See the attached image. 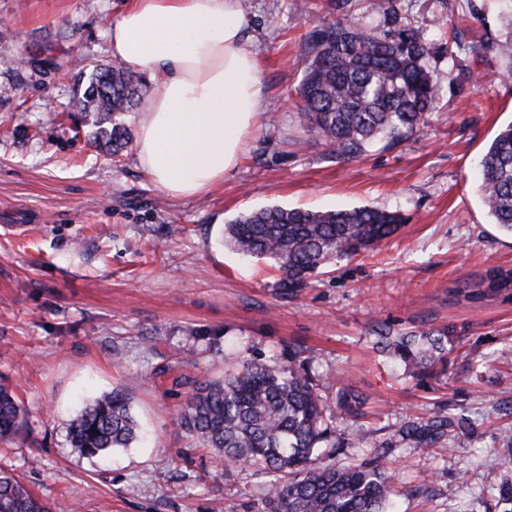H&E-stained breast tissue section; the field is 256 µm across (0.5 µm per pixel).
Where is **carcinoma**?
<instances>
[{"label":"carcinoma","instance_id":"obj_1","mask_svg":"<svg viewBox=\"0 0 512 512\" xmlns=\"http://www.w3.org/2000/svg\"><path fill=\"white\" fill-rule=\"evenodd\" d=\"M332 0L336 18L314 25L304 37L308 57L299 87V119L339 158H358L375 143L394 146L425 126L438 87L429 71L430 44L408 24L377 35L361 18ZM145 85L126 65H95L74 105L81 124L97 128L95 143L117 156L128 145L117 116L128 112ZM478 192L501 232L512 236V124L482 157ZM405 217L373 207L312 211L267 207L224 228L225 242L245 257L264 258L281 272L280 287L306 286L320 268L373 250L395 234ZM512 299V269L488 270L465 294L471 300ZM386 354L413 359L425 370L446 366L444 337L379 333ZM334 415L318 396L303 365L290 359L242 361L224 378L191 382L180 419L189 438L216 458L269 475L267 512H387L391 478L387 452L367 462L340 463L323 451ZM23 409L0 385V445L15 441ZM132 398L114 387L87 404L67 426L70 448L92 458L137 439ZM401 432L420 443L441 441L448 416L440 409L407 421ZM0 512H49L14 472L0 468Z\"/></svg>","mask_w":512,"mask_h":512}]
</instances>
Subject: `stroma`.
I'll use <instances>...</instances> for the list:
<instances>
[{
    "mask_svg": "<svg viewBox=\"0 0 512 512\" xmlns=\"http://www.w3.org/2000/svg\"><path fill=\"white\" fill-rule=\"evenodd\" d=\"M267 108L238 168L193 199L170 197L141 170L97 150L69 104L76 75L54 59L113 64L108 29L127 0H0V384L26 425L0 466L22 475L50 512H264L265 477L195 447L179 420L185 390L155 367L181 355L185 373L224 374L225 357L304 361L328 406L363 395L364 418L338 412L340 460L389 446L398 512H512V300H470L465 282L512 268V237L477 191L479 162L512 123V60L493 41L512 0H389L356 7L378 34L408 22L431 43L439 89L426 126L394 147L332 157L300 126L305 34L335 16L331 0H248ZM458 34L446 50L435 24ZM278 205L371 206L405 224L370 254L333 264L307 288L224 245V226ZM439 332L444 375L388 358L373 331ZM134 397L142 435L101 458L72 453L66 423L113 387ZM445 406L449 442L402 441L409 418Z\"/></svg>",
    "mask_w": 512,
    "mask_h": 512,
    "instance_id": "obj_1",
    "label": "stroma"
}]
</instances>
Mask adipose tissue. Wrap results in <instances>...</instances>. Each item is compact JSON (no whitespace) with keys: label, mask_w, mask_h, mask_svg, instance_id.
Listing matches in <instances>:
<instances>
[{"label":"adipose tissue","mask_w":512,"mask_h":512,"mask_svg":"<svg viewBox=\"0 0 512 512\" xmlns=\"http://www.w3.org/2000/svg\"><path fill=\"white\" fill-rule=\"evenodd\" d=\"M109 43L114 59L164 78L138 118L151 182L181 199L222 184L266 108L239 0H131Z\"/></svg>","instance_id":"ef3b65f1"}]
</instances>
